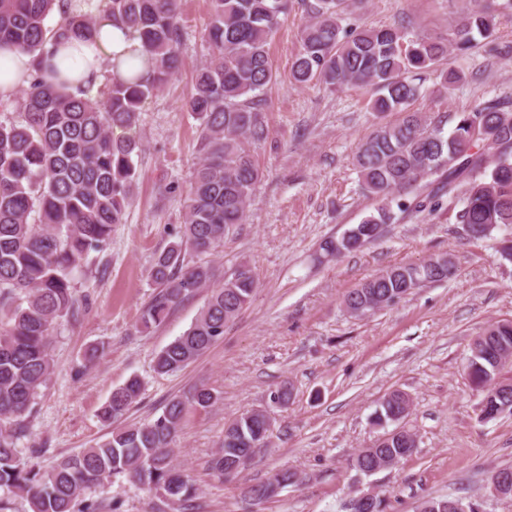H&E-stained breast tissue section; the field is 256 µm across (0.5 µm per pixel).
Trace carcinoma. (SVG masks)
<instances>
[{
  "mask_svg": "<svg viewBox=\"0 0 512 512\" xmlns=\"http://www.w3.org/2000/svg\"><path fill=\"white\" fill-rule=\"evenodd\" d=\"M209 6L207 55L185 102L200 120L199 162L186 197L185 224L150 268L157 292L143 309L141 325L163 323L176 305L204 288L207 297L191 326L156 354L159 375L183 370L222 338L224 325L256 288L247 265L213 286L210 268L188 264L186 255L214 251L245 219L260 178L247 145L268 136L263 94L276 81L269 43L288 16L290 0H209ZM356 8L357 0H309L292 77L300 84L368 88L372 111L396 112L401 118L378 126L354 153L365 188L381 205L340 237L325 241L324 253L339 257L375 239L381 226L395 219L392 206L409 208L402 192L440 171L446 177L437 191L452 200L463 198L456 223L471 238L511 230L512 109L490 103L460 112L446 134L412 105L429 75L446 89L465 79L463 70L444 67L449 49L464 54L476 37H492L497 17L512 11V0H462L449 44L413 40L402 24L343 25ZM55 10L59 19L50 24ZM105 12L112 24L141 41L147 70L128 78L112 74L96 97L88 89L70 93L49 83L42 62L52 41L92 37L96 16L70 11L65 0H0V46L36 56L28 86L14 101L22 121H0V488L24 497L31 512H96L87 494L123 475L180 512L198 488L173 463L171 448L188 408L216 403L218 396L204 385L169 400L155 419L115 428L94 446L60 457L48 470L23 461L19 448L33 400L53 371L54 329L83 307L75 287L78 267L90 253L106 249L132 198L141 143L130 131L145 100L183 64L181 0H106ZM453 274L454 264L443 254L421 264L390 266L360 283L345 305L382 309L424 283ZM470 351L467 369L481 396V412L494 418L497 405L512 403V397L485 388L484 382L512 360V320L490 325ZM141 391L137 378L128 379L112 392L101 418L110 424L122 418ZM409 408V396L393 390L380 401L373 424L391 423L395 413ZM269 432L259 414H241L229 423L209 470L222 479L234 467L243 469L251 458L250 444L262 442ZM414 448V433L405 428L360 450L354 468L398 463ZM453 503L430 499L420 512H455Z\"/></svg>",
  "mask_w": 512,
  "mask_h": 512,
  "instance_id": "1",
  "label": "carcinoma"
}]
</instances>
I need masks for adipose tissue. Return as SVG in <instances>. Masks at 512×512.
<instances>
[{
  "mask_svg": "<svg viewBox=\"0 0 512 512\" xmlns=\"http://www.w3.org/2000/svg\"><path fill=\"white\" fill-rule=\"evenodd\" d=\"M32 60V55L21 49H0V97L11 96L26 86ZM47 60L57 66L58 82L71 92L97 86L102 78L103 62L119 63L124 76L144 67L140 40L130 31L114 26L102 14L97 17L93 39L49 48Z\"/></svg>",
  "mask_w": 512,
  "mask_h": 512,
  "instance_id": "ef3b65f1",
  "label": "adipose tissue"
}]
</instances>
